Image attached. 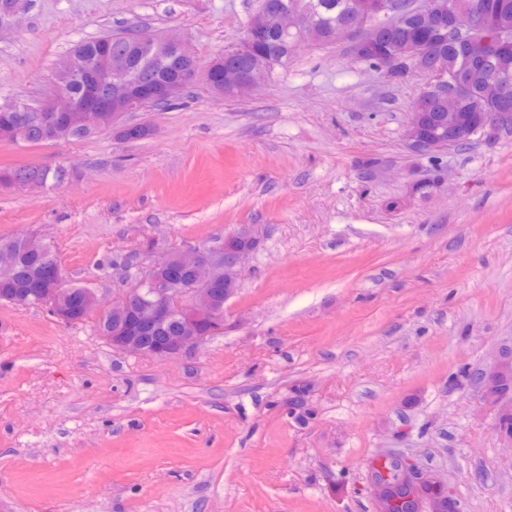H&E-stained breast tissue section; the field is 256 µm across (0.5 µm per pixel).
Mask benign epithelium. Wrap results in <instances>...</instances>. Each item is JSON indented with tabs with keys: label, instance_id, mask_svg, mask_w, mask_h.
<instances>
[{
	"label": "benign epithelium",
	"instance_id": "1",
	"mask_svg": "<svg viewBox=\"0 0 512 512\" xmlns=\"http://www.w3.org/2000/svg\"><path fill=\"white\" fill-rule=\"evenodd\" d=\"M405 13L419 16L446 30L448 41L468 61L466 72L455 73L448 70L446 59L430 56L426 44H419L411 51L412 71L428 77L421 94L448 97V114L440 117L441 126L448 128V133L433 138L421 136L417 122L412 120L405 130V144L415 155L438 158L458 147L461 138L475 131L483 133L493 129L506 117L502 112H480L475 125L463 124L456 109L466 89L477 84L485 100L496 103L506 95L509 81L503 76L488 75L486 60L470 54L471 45L480 33V20L476 13L460 6L457 0L445 3L439 0H384L378 10L388 27L398 26ZM269 15L271 10L268 9L253 17L242 42L235 48V53L248 56L246 68L226 69L224 54L216 56L213 66L222 75V82L217 85L213 83L211 70L200 73L197 57L184 38L170 32H139L137 37L142 44L164 50L157 65L160 68L173 67V78L155 80L144 89H136L122 77L119 67H105L79 58L71 62V70L86 86L85 96L78 97L59 87L46 106H35L21 100L12 102L7 111L19 113L22 122L36 124L41 130V139L50 142L55 140V118L59 113L76 112L84 127L103 131L121 123L126 114L143 110L147 99H175L183 86L200 77L219 97H241L257 89L260 86L258 76L270 72L277 63L274 54H249L254 35ZM374 16L375 13L358 7L353 11L352 22L336 30V40H348L352 56L357 60H366L365 48L375 33L372 27ZM277 20L283 29L293 33L292 44L305 38L307 19L297 10L280 12ZM233 237L246 241V244L226 247L218 255L196 249L171 252L151 265L136 278L132 288L112 301L111 307L124 310L128 319L123 326L103 335V339L116 350L176 359L222 332L224 302L234 295L239 285V272L258 246V238L249 224L241 225ZM35 301L65 324L81 323L94 310L105 312L92 289L73 287L60 259L51 253L45 257L44 281ZM511 373L512 356L503 351L493 369L479 380L483 401L496 411L498 423L512 418V392L491 393L487 391V385ZM396 465L402 471L405 483L416 487L430 485L431 478L406 461L400 460Z\"/></svg>",
	"mask_w": 512,
	"mask_h": 512
}]
</instances>
